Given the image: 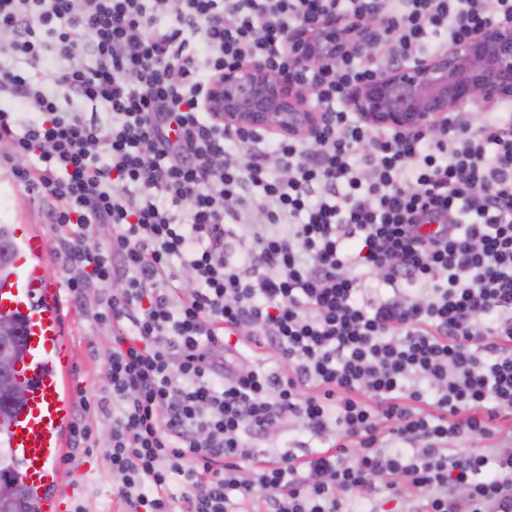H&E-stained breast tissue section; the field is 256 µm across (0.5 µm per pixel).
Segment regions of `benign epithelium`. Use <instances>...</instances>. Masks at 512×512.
I'll return each instance as SVG.
<instances>
[{"mask_svg":"<svg viewBox=\"0 0 512 512\" xmlns=\"http://www.w3.org/2000/svg\"><path fill=\"white\" fill-rule=\"evenodd\" d=\"M380 28L377 18H365L358 24L363 40L355 44L345 22L328 18L289 27L286 44L289 55L310 68L352 46L371 47L370 38ZM511 96L512 24L500 23L429 59L382 72L353 88L347 103L373 127L435 132L457 112ZM309 97L306 86L251 61L224 68L211 85L206 108L228 129L308 136L320 125V113L307 105Z\"/></svg>","mask_w":512,"mask_h":512,"instance_id":"obj_1","label":"benign epithelium"}]
</instances>
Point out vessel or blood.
I'll use <instances>...</instances> for the list:
<instances>
[{"label": "vessel or blood", "mask_w": 512, "mask_h": 512, "mask_svg": "<svg viewBox=\"0 0 512 512\" xmlns=\"http://www.w3.org/2000/svg\"><path fill=\"white\" fill-rule=\"evenodd\" d=\"M0 236L12 252L11 271L0 279V313L22 327L16 378L24 397L11 417L0 420V446L17 461L22 483L39 493L40 512H64L61 432L74 383L64 314L56 283L41 263L43 236L26 224L0 226Z\"/></svg>", "instance_id": "vessel-or-blood-1"}]
</instances>
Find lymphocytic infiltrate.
I'll return each mask as SVG.
<instances>
[{"instance_id":"lymphocytic-infiltrate-1","label":"lymphocytic infiltrate","mask_w":512,"mask_h":512,"mask_svg":"<svg viewBox=\"0 0 512 512\" xmlns=\"http://www.w3.org/2000/svg\"><path fill=\"white\" fill-rule=\"evenodd\" d=\"M162 2L0 0V158L51 205L71 302L100 289L122 512H349L408 491L410 512H512V450L455 449L512 413V99L436 134L344 107L382 66L511 21L512 0ZM334 15L379 17L373 54L300 67L289 27ZM243 61L309 86L318 132L215 122L211 82ZM247 345L280 369L243 364ZM290 420L319 448L256 464Z\"/></svg>"}]
</instances>
